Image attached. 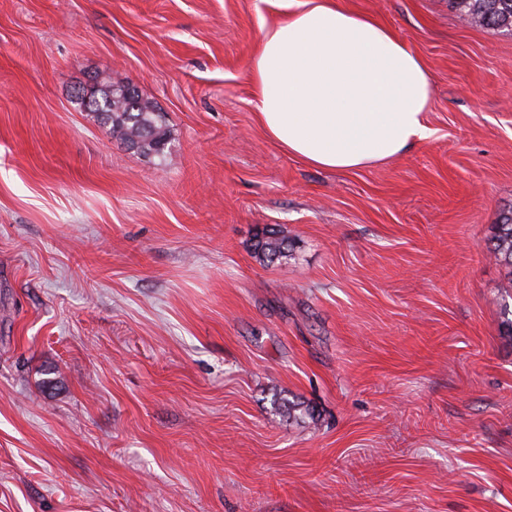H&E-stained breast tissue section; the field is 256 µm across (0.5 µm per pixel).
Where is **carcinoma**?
Segmentation results:
<instances>
[{
    "label": "carcinoma",
    "instance_id": "obj_1",
    "mask_svg": "<svg viewBox=\"0 0 512 512\" xmlns=\"http://www.w3.org/2000/svg\"><path fill=\"white\" fill-rule=\"evenodd\" d=\"M457 15L479 27L512 32V0H450ZM77 104L110 126L112 137L144 155L164 152L169 134L155 106L129 84L99 79L88 91L76 96ZM288 244L276 232L257 236L254 253L274 261L286 253ZM487 253L505 267L507 289L512 290V209L502 212Z\"/></svg>",
    "mask_w": 512,
    "mask_h": 512
}]
</instances>
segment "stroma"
Masks as SVG:
<instances>
[{"instance_id": "35a3bbf8", "label": "stroma", "mask_w": 512, "mask_h": 512, "mask_svg": "<svg viewBox=\"0 0 512 512\" xmlns=\"http://www.w3.org/2000/svg\"><path fill=\"white\" fill-rule=\"evenodd\" d=\"M344 3L432 82V137L354 171L257 120L285 0H0V512H512V34ZM101 73L163 154L79 108ZM77 104L109 125L112 136L144 155L164 152L169 134L155 106L129 84L98 79L76 96ZM487 253L499 265L505 267L508 276L506 292L512 290V209L503 211L496 232L487 247ZM254 253L266 261H274L284 255L288 250V244L284 238L277 235L271 230L262 231L257 235L254 243Z\"/></svg>"}]
</instances>
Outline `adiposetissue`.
<instances>
[{
    "instance_id": "obj_1",
    "label": "adipose tissue",
    "mask_w": 512,
    "mask_h": 512,
    "mask_svg": "<svg viewBox=\"0 0 512 512\" xmlns=\"http://www.w3.org/2000/svg\"><path fill=\"white\" fill-rule=\"evenodd\" d=\"M249 66L260 125L310 166L381 164L432 132L422 59L387 25L339 0H289Z\"/></svg>"
}]
</instances>
